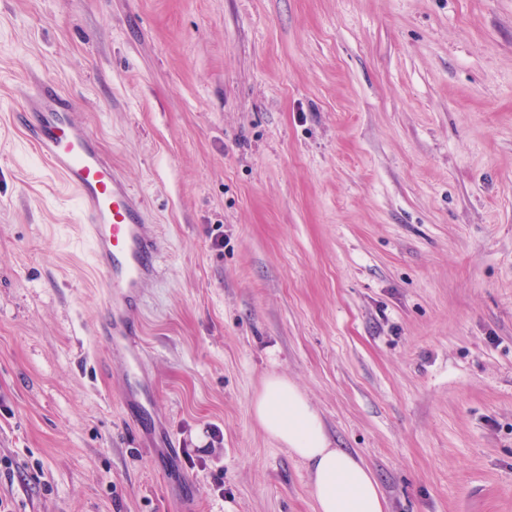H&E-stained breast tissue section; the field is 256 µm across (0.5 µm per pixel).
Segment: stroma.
Masks as SVG:
<instances>
[{"label":"stroma","instance_id":"1","mask_svg":"<svg viewBox=\"0 0 512 512\" xmlns=\"http://www.w3.org/2000/svg\"><path fill=\"white\" fill-rule=\"evenodd\" d=\"M37 76L165 241L135 425ZM270 373L386 512H512V0H0V498L316 512Z\"/></svg>","mask_w":512,"mask_h":512}]
</instances>
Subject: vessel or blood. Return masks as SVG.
<instances>
[{
	"mask_svg": "<svg viewBox=\"0 0 512 512\" xmlns=\"http://www.w3.org/2000/svg\"><path fill=\"white\" fill-rule=\"evenodd\" d=\"M49 170L76 190L93 247V266L107 290L106 318L98 330L124 353L128 418L146 393L138 310L145 284L158 276L164 242L149 224L137 194L103 154L96 136L76 120L69 99L53 82L36 83L13 115Z\"/></svg>",
	"mask_w": 512,
	"mask_h": 512,
	"instance_id": "obj_1",
	"label": "vessel or blood"
}]
</instances>
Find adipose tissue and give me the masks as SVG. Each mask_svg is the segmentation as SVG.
<instances>
[{"instance_id":"adipose-tissue-1","label":"adipose tissue","mask_w":512,"mask_h":512,"mask_svg":"<svg viewBox=\"0 0 512 512\" xmlns=\"http://www.w3.org/2000/svg\"><path fill=\"white\" fill-rule=\"evenodd\" d=\"M252 414L266 435L306 464L318 512H385L373 472L355 454L333 447L321 416L286 376L265 377Z\"/></svg>"}]
</instances>
